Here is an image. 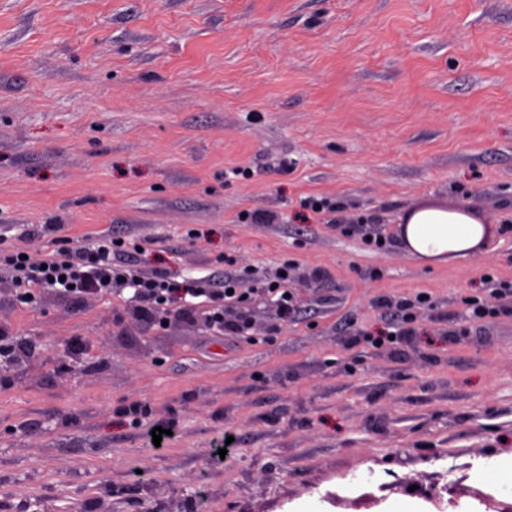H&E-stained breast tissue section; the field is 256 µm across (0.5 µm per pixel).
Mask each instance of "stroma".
<instances>
[{
    "instance_id": "35a3bbf8",
    "label": "stroma",
    "mask_w": 512,
    "mask_h": 512,
    "mask_svg": "<svg viewBox=\"0 0 512 512\" xmlns=\"http://www.w3.org/2000/svg\"><path fill=\"white\" fill-rule=\"evenodd\" d=\"M463 205L474 256L397 244L413 209ZM89 238L179 281L289 263L297 311L253 297L249 343L143 324L124 291L23 307L1 275L0 329L37 349L0 361V512H512L474 476L512 457V315L446 337L512 281V0H0V249ZM417 292L411 342L351 345ZM462 304V311L458 314L462 325L448 331V336L455 341L476 335L486 325L493 323L508 308L504 305H494L479 296L465 299Z\"/></svg>"
}]
</instances>
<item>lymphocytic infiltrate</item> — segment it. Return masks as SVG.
<instances>
[{
  "label": "lymphocytic infiltrate",
  "instance_id": "lymphocytic-infiltrate-1",
  "mask_svg": "<svg viewBox=\"0 0 512 512\" xmlns=\"http://www.w3.org/2000/svg\"><path fill=\"white\" fill-rule=\"evenodd\" d=\"M124 249V244L98 238L72 247L56 248L39 263L31 261L21 249L1 252L0 274L14 282V300L21 306L34 305L44 290L76 301L87 295H108L113 289L125 286L132 290L131 300L143 318L151 319L169 310L189 316L205 303L210 307L207 317L212 328L228 336L248 339L249 326L245 318L229 322L224 319L226 306L244 302V290L237 280L228 278L222 287L213 288L201 278L175 281L164 270L143 273L117 261V253ZM486 285L489 298L473 296L464 300L459 314L460 324L449 332L451 339L457 341L476 335L504 313V300L512 299V282L490 277ZM432 305L430 295L424 292L390 301V334L373 336L359 330L354 340L376 350H398L418 330L417 310Z\"/></svg>",
  "mask_w": 512,
  "mask_h": 512
}]
</instances>
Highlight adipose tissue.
Here are the masks:
<instances>
[{"label":"adipose tissue","mask_w":512,"mask_h":512,"mask_svg":"<svg viewBox=\"0 0 512 512\" xmlns=\"http://www.w3.org/2000/svg\"><path fill=\"white\" fill-rule=\"evenodd\" d=\"M486 236L484 224L471 210L422 208L406 218L401 227V243L407 254L417 260L454 255L467 257Z\"/></svg>","instance_id":"1"}]
</instances>
